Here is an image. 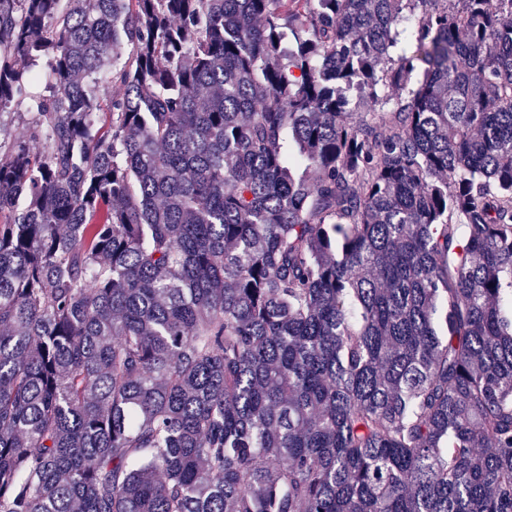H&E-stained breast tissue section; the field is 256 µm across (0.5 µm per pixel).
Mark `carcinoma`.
<instances>
[{"mask_svg":"<svg viewBox=\"0 0 512 512\" xmlns=\"http://www.w3.org/2000/svg\"><path fill=\"white\" fill-rule=\"evenodd\" d=\"M13 106L0 512H512V0H0ZM4 112L11 113H4L1 117V138H11L22 133L25 129L26 119L23 115L24 113L21 112H26L25 108L13 107Z\"/></svg>","mask_w":512,"mask_h":512,"instance_id":"carcinoma-1","label":"carcinoma"}]
</instances>
